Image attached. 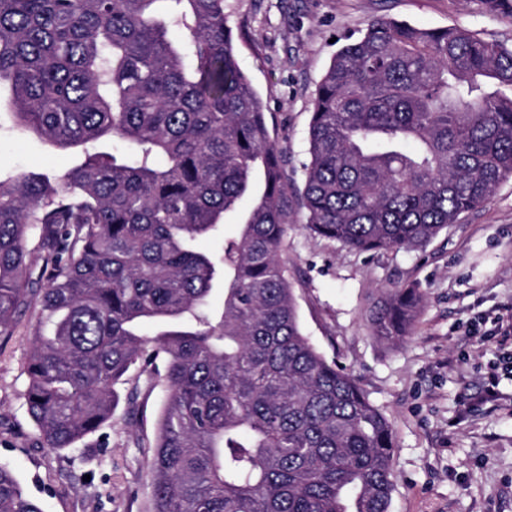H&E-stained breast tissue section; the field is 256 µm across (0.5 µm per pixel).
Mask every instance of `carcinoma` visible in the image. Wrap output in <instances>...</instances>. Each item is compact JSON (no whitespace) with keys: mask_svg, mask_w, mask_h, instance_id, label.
Returning a JSON list of instances; mask_svg holds the SVG:
<instances>
[{"mask_svg":"<svg viewBox=\"0 0 512 512\" xmlns=\"http://www.w3.org/2000/svg\"><path fill=\"white\" fill-rule=\"evenodd\" d=\"M498 86L512 48L370 21L319 84L297 197L224 0H0L16 125L83 155L0 178V339L37 308L38 442L100 430L130 368L161 360L152 512H389L392 428L301 330L288 218L296 201L311 234L363 252L429 242L512 178ZM228 214L223 255L198 249ZM422 303L385 290L375 335L402 340ZM0 512H43L2 466Z\"/></svg>","mask_w":512,"mask_h":512,"instance_id":"carcinoma-1","label":"carcinoma"}]
</instances>
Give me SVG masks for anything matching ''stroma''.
Listing matches in <instances>:
<instances>
[{"instance_id":"stroma-1","label":"stroma","mask_w":512,"mask_h":512,"mask_svg":"<svg viewBox=\"0 0 512 512\" xmlns=\"http://www.w3.org/2000/svg\"><path fill=\"white\" fill-rule=\"evenodd\" d=\"M238 62L260 93L288 180L302 184L317 85L347 37L384 17L422 29L458 27L512 47V13L482 0H224ZM80 161L0 113V173L57 177ZM303 209L288 229L300 323L318 351L366 392L396 450L389 512H512V354L482 315L512 316V178L426 245L357 252L310 234ZM414 286L422 310L402 341L375 338L370 314L387 288ZM34 311L0 344V465L43 512H151L152 455L165 397L132 367L110 424L76 448L40 446L23 396ZM500 367L499 401L485 398Z\"/></svg>"}]
</instances>
